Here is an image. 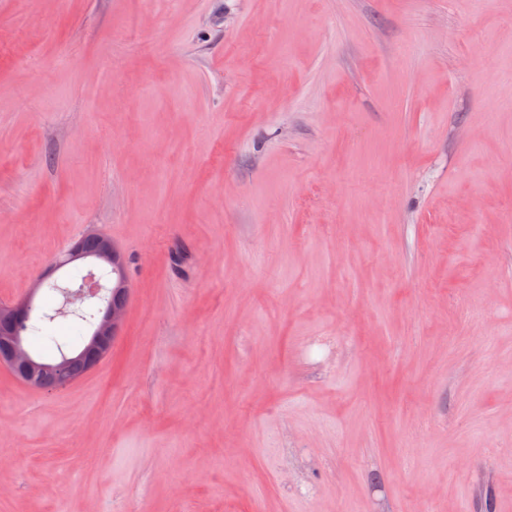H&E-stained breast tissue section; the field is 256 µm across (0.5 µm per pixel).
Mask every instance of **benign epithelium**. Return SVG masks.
<instances>
[{
    "label": "benign epithelium",
    "instance_id": "7a95c632",
    "mask_svg": "<svg viewBox=\"0 0 512 512\" xmlns=\"http://www.w3.org/2000/svg\"><path fill=\"white\" fill-rule=\"evenodd\" d=\"M97 249L88 253L78 242L66 254L63 263L69 265L91 260L98 266H105L113 272L115 297L112 304L101 310L99 321L92 334L82 345L69 352L84 363L86 371L93 370L110 352L112 341L124 326L126 302L130 291L129 279L120 263L121 252L105 233L95 235ZM47 277H38L29 295L16 303L0 306V364L7 366L27 387L42 389V381L48 374L57 376L61 383L69 384L73 379L65 376V363H45L37 360L27 349L26 337L20 335L16 326L30 314L32 299L46 286Z\"/></svg>",
    "mask_w": 512,
    "mask_h": 512
}]
</instances>
